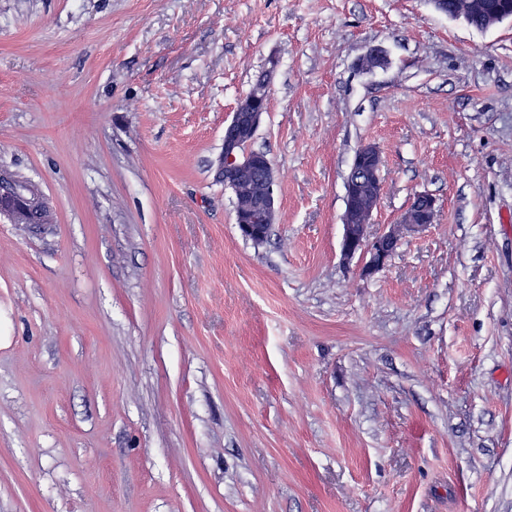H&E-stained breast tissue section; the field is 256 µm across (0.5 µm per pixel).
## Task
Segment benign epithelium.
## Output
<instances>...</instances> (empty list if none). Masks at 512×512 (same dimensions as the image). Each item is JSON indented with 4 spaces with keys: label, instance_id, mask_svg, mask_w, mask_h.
Returning <instances> with one entry per match:
<instances>
[{
    "label": "benign epithelium",
    "instance_id": "benign-epithelium-1",
    "mask_svg": "<svg viewBox=\"0 0 512 512\" xmlns=\"http://www.w3.org/2000/svg\"><path fill=\"white\" fill-rule=\"evenodd\" d=\"M266 112L265 102L251 96L241 98L224 125V150L217 160V175L228 188L235 187V178L241 170L262 169L263 194L247 207L235 206V224L241 235L255 244L267 239L277 215L273 165L266 154L247 150ZM381 168L380 150L372 144H363L355 154L345 182L341 254L346 261L359 257L360 273L364 277L383 269L400 237L424 230L434 222L437 212V200L430 194L418 193L398 223L369 238L367 228L382 196ZM36 206L46 208V202L36 189L0 171V216L21 224Z\"/></svg>",
    "mask_w": 512,
    "mask_h": 512
}]
</instances>
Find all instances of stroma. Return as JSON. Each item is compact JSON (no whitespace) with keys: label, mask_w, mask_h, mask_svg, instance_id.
I'll return each mask as SVG.
<instances>
[{"label":"stroma","mask_w":512,"mask_h":512,"mask_svg":"<svg viewBox=\"0 0 512 512\" xmlns=\"http://www.w3.org/2000/svg\"><path fill=\"white\" fill-rule=\"evenodd\" d=\"M264 74L257 246L215 167ZM364 144L369 234L438 205L368 277ZM0 168L53 213L0 218V512H512V19L0 0ZM382 162L381 152L376 146L361 145L345 182L341 254L346 261L358 256L361 262L359 270L364 277L383 269L400 237L419 233L433 224L437 212V200L430 194L418 193L400 216L398 224L391 225L370 240L367 228L382 196ZM368 200L369 208L366 206Z\"/></svg>","instance_id":"35a3bbf8"}]
</instances>
